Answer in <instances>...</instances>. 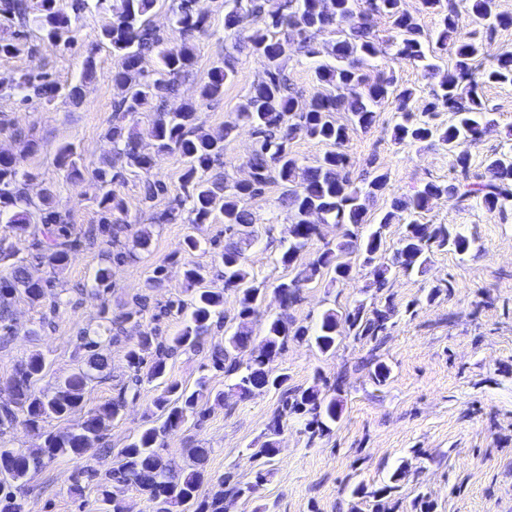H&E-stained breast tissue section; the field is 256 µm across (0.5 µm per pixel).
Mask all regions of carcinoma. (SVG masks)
<instances>
[{
	"label": "carcinoma",
	"instance_id": "obj_1",
	"mask_svg": "<svg viewBox=\"0 0 512 512\" xmlns=\"http://www.w3.org/2000/svg\"><path fill=\"white\" fill-rule=\"evenodd\" d=\"M230 2L232 7L225 15V27H234L241 11L252 15L255 23L250 34L234 39L232 48L237 52L246 49L265 60L264 76L252 86L237 113L238 121L249 126L257 136V147L247 160L251 178L232 183L209 176L208 170L212 162L224 155V141L235 132L237 124L224 125V133L217 136L206 133L197 124V108L192 102L174 112L156 109L142 130L135 121L145 106L173 92L178 79L191 70L194 56L186 39L206 31V18L197 12L196 0H177L173 7L175 24L185 38V42L176 46L165 44L150 24L149 14L156 0H0V24L17 20L26 28L32 23L41 31L42 40L55 48L60 46L72 21L85 9L92 6L112 13V21L102 29L101 39L119 61L112 79L121 89V97L114 104L112 126L107 131L115 149L114 164L95 171L100 190L95 198L98 208L104 213L125 210L116 185L124 181L127 172L144 175V204L152 203L166 192V184L152 173V155L143 151L142 141L147 138L155 151H175L186 159L181 173L185 198L175 200L174 206L162 213L159 220H175L187 203L193 215L192 223L206 224L219 213L225 231L229 232L224 250L217 256L224 267V288L202 287L208 269L194 263L185 264L183 277L192 287V294L189 302L176 306L177 312H188L181 332L166 342L151 332H144L127 351L128 363L135 372H141L144 367L148 380H164L162 393L153 402L163 422L142 430L118 452V461L108 474V485L102 490V512H126L123 493L129 485L137 486L148 496L154 504L153 512H172L175 506L186 512L189 509L226 512L227 500L253 494L254 486L226 476L219 490L200 500L197 491L204 475L197 464L209 450L189 449L193 465L181 470L159 453L160 437L201 415L208 392L204 379L193 391L167 380V358L175 350H194L201 344L213 319L224 315L226 291L237 294L238 323L224 331V347L215 352L213 366L234 377L232 388L247 396L257 391H282V408L272 420L270 437L256 452L271 460L279 452L275 436L281 433L288 415L310 414L313 437L324 435L341 416V400L323 393L319 384L306 389L290 388L288 375H274L267 369V357L283 352L288 337L302 340L309 336L308 328L295 325L288 315V309L299 299L301 288L323 278L329 279L331 285L343 283L353 278L360 259L366 265H373L381 251L383 229L402 213L407 214V224L399 247L391 262L373 265L370 285L383 288L394 267L406 272H424L434 248L458 255L467 253L472 240L465 235L445 224L421 223L420 217L434 197L446 194L458 203L476 198L491 212L512 209V145L487 158L485 179L472 182L469 175L468 145L481 140L495 126L486 112L482 87L492 83L512 85L511 50L500 53L479 72L475 66L484 51V38L498 27L512 24V16L498 11L497 0H423L426 7L441 14L433 38L403 9L402 0H286L276 10L266 9L267 0ZM462 6L476 21V28L466 34L458 28ZM379 14L392 19L393 35L387 40L388 45L396 48L397 56L414 63L423 75L433 76L440 71L442 56L438 51L449 49L454 53L453 69L447 71L433 90L429 107L431 112L439 108L451 112L452 121L447 127L438 130L417 119L409 108L413 90L404 88L394 93V76L371 79L364 72L365 64L383 52L373 31V19ZM323 35L331 36L325 50L334 63L316 67L313 80L326 92L316 93L303 102L289 83L286 60L295 44L308 55L318 54L317 38ZM27 49L24 32L0 39V56H15ZM147 54H154L158 59L159 66L152 74L141 68ZM94 68V56L90 54L80 84L62 85L47 75L24 73L9 90L22 95L25 102L35 97L50 103L61 96L81 100L84 84L92 80ZM234 75L235 68L228 59L213 66L199 89L200 98L211 100L222 95L224 85ZM392 93L398 112L394 139L411 145L438 140L454 154L459 179L451 187L428 182L410 195L394 199L391 209L378 218V228L360 237L349 227L365 222L369 202L386 188L388 176L379 173L368 182L356 184L349 176L350 160L343 146L350 130L372 125L374 107ZM338 112L350 114V125L336 123ZM298 134L317 139L331 149L315 164L304 166L288 151V142ZM57 163L70 182L76 184L83 179L72 145L59 148ZM28 177L16 156L0 151V218L9 216L8 223L20 234L34 228L36 256L52 269H62L72 253L93 243L104 229L90 225L79 232L72 231L53 206L51 193H46L38 203L29 197L25 191ZM275 182L285 188L281 201L287 208L289 221L288 247L280 262L295 270V274L277 285L282 312L266 320L257 355L243 364L235 353L253 340V319L265 298L264 289L251 279L244 256L243 244L249 239L253 224L252 213L245 203ZM314 215L323 224L347 227L345 240L300 264L302 251L317 236L315 224L311 222ZM134 257L133 252L122 250L106 255L107 264L99 268L97 281L108 282L112 278V264L132 261ZM0 265L8 270L7 276L0 277V321H3L10 314L15 294L23 293L30 302L40 303L47 284L30 277L27 266L15 258L13 247L2 238ZM393 313L390 305L369 312L362 302L342 315L329 309L323 314L313 341L321 352L328 353L335 350L337 339L345 333L356 338L375 337L386 330ZM132 316L128 312L113 319L112 325L95 332L93 338L84 333V347L89 352L86 365L57 382L49 393L34 391L46 368L44 358L35 355L20 364L7 381V398L0 400V436L18 424L36 432L48 418L67 421L81 414L86 392L106 366L104 335L121 331L122 323ZM125 406L126 390L121 388L112 401L87 413L82 425L46 436L39 448L19 450L0 443V468L6 472V477L0 480V512H21L12 487L26 482L47 462L57 457L79 462L87 457L95 441L122 415Z\"/></svg>",
	"mask_w": 512,
	"mask_h": 512
}]
</instances>
